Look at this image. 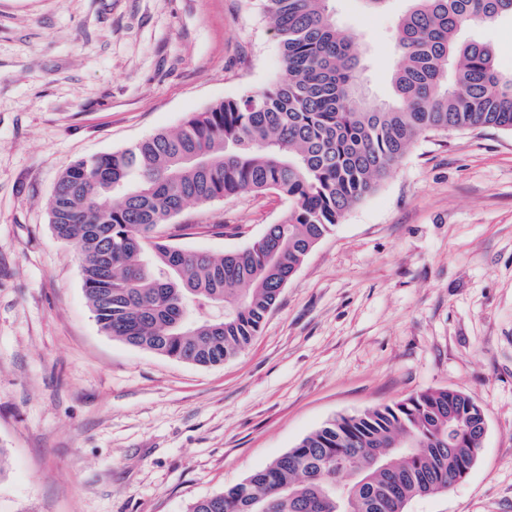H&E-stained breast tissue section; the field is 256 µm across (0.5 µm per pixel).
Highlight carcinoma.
<instances>
[{
	"label": "carcinoma",
	"mask_w": 512,
	"mask_h": 512,
	"mask_svg": "<svg viewBox=\"0 0 512 512\" xmlns=\"http://www.w3.org/2000/svg\"><path fill=\"white\" fill-rule=\"evenodd\" d=\"M262 2L281 46L278 79L76 163L49 202L56 236L78 248L101 331L197 366L251 344L310 250L419 139L512 132V75L488 45L457 39L512 16V0H409L384 104L357 93L361 57L334 0ZM268 191L291 207L246 249L214 255L159 235L189 204ZM483 416L473 397L437 389L334 418L187 512H405L477 455Z\"/></svg>",
	"instance_id": "obj_1"
}]
</instances>
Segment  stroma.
Instances as JSON below:
<instances>
[{"instance_id":"1","label":"stroma","mask_w":512,"mask_h":512,"mask_svg":"<svg viewBox=\"0 0 512 512\" xmlns=\"http://www.w3.org/2000/svg\"><path fill=\"white\" fill-rule=\"evenodd\" d=\"M407 7L336 2L380 100ZM459 38L512 73V17ZM280 72L259 0H0V512H186L330 418L446 388L483 407L482 446L460 483L406 512H512L511 132L415 143L223 364L135 348L96 323L76 248L50 223L60 175ZM288 208L245 193L187 207L165 232L220 254Z\"/></svg>"}]
</instances>
